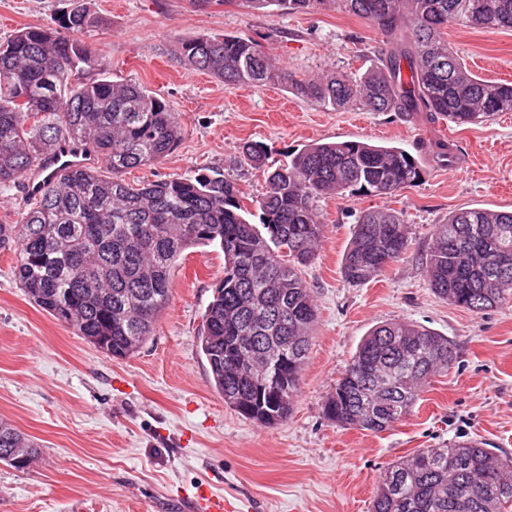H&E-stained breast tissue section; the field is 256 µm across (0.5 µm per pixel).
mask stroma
I'll return each instance as SVG.
<instances>
[{
	"label": "stroma",
	"mask_w": 512,
	"mask_h": 512,
	"mask_svg": "<svg viewBox=\"0 0 512 512\" xmlns=\"http://www.w3.org/2000/svg\"><path fill=\"white\" fill-rule=\"evenodd\" d=\"M70 0H0V42L52 24ZM102 18L88 42L112 78L144 85L182 122L165 159L129 171L141 183L200 169L224 172L257 197L268 161L315 141L398 146L420 177L395 195L328 197L317 257L304 271L317 320L288 418L265 427L225 405L201 352L199 334L224 254L186 250L172 274V298L154 336L115 359L31 301L15 277L16 250L0 248V421L27 435L39 455L25 469L0 462V512H189L197 494L230 501L236 512H369L388 466L424 448L479 440L512 456V303L483 313L438 299L425 257L436 224L458 209H512V112L458 127L423 115L323 109L277 86L227 87L180 60L178 43L198 34L259 42L297 77L365 69L387 47L368 20L342 10L256 11L244 0H92ZM449 44L485 79L512 82V32L464 26ZM449 142L452 157L436 158ZM403 212L411 245L381 275L358 287L341 276L358 212ZM415 322L447 336L457 360L432 378L412 413L371 433L328 421L323 405L358 344L377 324Z\"/></svg>",
	"instance_id": "1"
}]
</instances>
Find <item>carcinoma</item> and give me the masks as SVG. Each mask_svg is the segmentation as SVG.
<instances>
[{
	"label": "carcinoma",
	"instance_id": "cac0c4a2",
	"mask_svg": "<svg viewBox=\"0 0 512 512\" xmlns=\"http://www.w3.org/2000/svg\"><path fill=\"white\" fill-rule=\"evenodd\" d=\"M253 10L306 12L340 7L372 22L389 49L361 74L328 71L299 79L250 39L198 35L179 46L195 70L226 86L284 84L297 97L334 110L425 112L433 122L482 124L512 112V83L474 74L444 35L448 28L512 31V0H245ZM52 26L26 27L0 43V188L8 189L60 143L90 140L102 165L62 174L14 224H0V247L17 245L16 277L43 310L114 358L154 335L181 254L217 246L224 278L205 315L200 346L224 403L272 427L286 419L311 344L316 306L304 270L324 236L327 196L393 195L419 178L398 146L315 142L270 166L255 200L264 231L246 215L236 184L219 170L132 185L123 174L157 163L183 137L166 101L136 83L111 79V65L82 40L100 23L88 0H72ZM96 66L97 78L84 80ZM261 167L266 154L247 144ZM409 247L404 215L364 210L343 258L342 276L365 284ZM441 300L482 313L512 301V210L460 209L436 229L426 261ZM455 360L446 336L388 322L358 345L323 414L342 427L383 432L410 415L430 379ZM34 446L0 422V461ZM512 457L483 442L425 448L388 467L371 512H509Z\"/></svg>",
	"mask_w": 512,
	"mask_h": 512
}]
</instances>
